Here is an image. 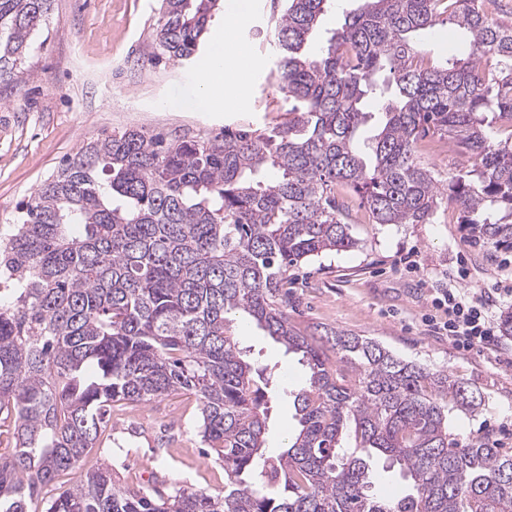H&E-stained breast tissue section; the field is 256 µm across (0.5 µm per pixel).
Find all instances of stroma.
I'll return each instance as SVG.
<instances>
[{
  "label": "stroma",
  "instance_id": "stroma-1",
  "mask_svg": "<svg viewBox=\"0 0 512 512\" xmlns=\"http://www.w3.org/2000/svg\"><path fill=\"white\" fill-rule=\"evenodd\" d=\"M159 6V0H52L23 73L0 81V227L16 223L21 204L91 137L132 126L217 133L282 120L289 104L268 80L275 66L269 30L281 0H254L240 32L254 62L242 109L200 108L199 63L148 60ZM346 206L359 247L289 269V321L308 335L338 330L367 336L406 361L451 375L481 398L475 411L449 414L452 438L465 445L489 433L511 453L512 338L499 337L492 350L459 351L430 317L442 288H491L493 315L511 310L512 250L474 240L445 205L429 224L368 223L354 194ZM409 254L417 261L412 269L402 263ZM233 330L256 366L277 373L265 446L279 453L297 427L293 399L307 384V369L246 318H237ZM146 408L144 423L131 404L114 403L110 435L85 457L84 467L109 464L117 484L147 493L158 480L222 492L224 466L203 453L196 396L175 392Z\"/></svg>",
  "mask_w": 512,
  "mask_h": 512
}]
</instances>
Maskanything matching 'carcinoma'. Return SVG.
Here are the masks:
<instances>
[{
	"label": "carcinoma",
	"instance_id": "1",
	"mask_svg": "<svg viewBox=\"0 0 512 512\" xmlns=\"http://www.w3.org/2000/svg\"><path fill=\"white\" fill-rule=\"evenodd\" d=\"M52 0H0V79L26 63ZM493 0H365L318 50L329 0H283L269 78L293 105L263 129L178 135L129 127L89 139L0 230V512H512V455L459 445L448 414L477 396L371 338L319 341L288 320V268L358 247L338 193L374 224H430L442 204L478 239L512 248V26ZM217 0H161L149 57L188 61ZM447 21L466 47L420 62L411 36ZM373 105L374 111L366 110ZM509 135L494 140L490 124ZM474 161L442 185L419 144ZM241 311L301 355L297 432L264 447L274 373L244 360ZM195 394L198 434L224 492L118 485L99 445L112 404ZM354 432V446L343 444ZM403 493L372 491L377 468ZM79 473L55 491L63 472Z\"/></svg>",
	"mask_w": 512,
	"mask_h": 512
}]
</instances>
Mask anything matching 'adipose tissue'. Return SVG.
Listing matches in <instances>:
<instances>
[{
	"instance_id": "1",
	"label": "adipose tissue",
	"mask_w": 512,
	"mask_h": 512,
	"mask_svg": "<svg viewBox=\"0 0 512 512\" xmlns=\"http://www.w3.org/2000/svg\"><path fill=\"white\" fill-rule=\"evenodd\" d=\"M252 11L253 0H225L223 30L200 67L199 101L206 108H216L225 102L240 108L247 105L244 78L248 70L241 63L236 38Z\"/></svg>"
}]
</instances>
